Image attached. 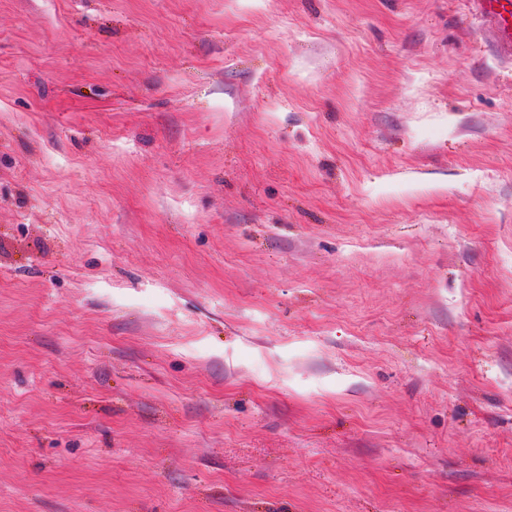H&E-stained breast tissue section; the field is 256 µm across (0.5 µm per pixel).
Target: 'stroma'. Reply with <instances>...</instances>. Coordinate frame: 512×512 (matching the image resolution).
<instances>
[{
	"mask_svg": "<svg viewBox=\"0 0 512 512\" xmlns=\"http://www.w3.org/2000/svg\"><path fill=\"white\" fill-rule=\"evenodd\" d=\"M0 512H512L465 0H0Z\"/></svg>",
	"mask_w": 512,
	"mask_h": 512,
	"instance_id": "35a3bbf8",
	"label": "stroma"
}]
</instances>
